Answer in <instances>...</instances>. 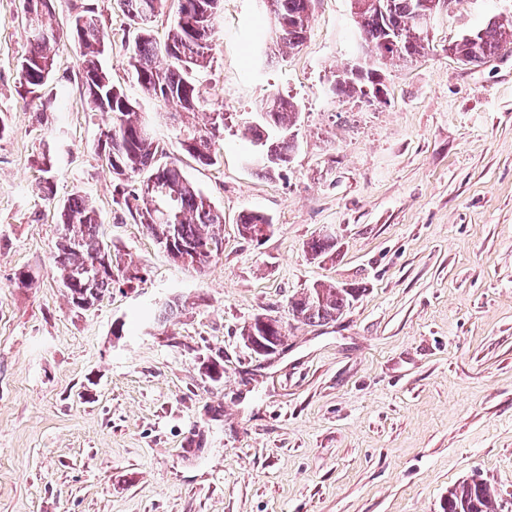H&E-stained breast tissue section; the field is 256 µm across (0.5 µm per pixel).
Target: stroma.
Segmentation results:
<instances>
[{
  "label": "stroma",
  "instance_id": "obj_1",
  "mask_svg": "<svg viewBox=\"0 0 512 512\" xmlns=\"http://www.w3.org/2000/svg\"><path fill=\"white\" fill-rule=\"evenodd\" d=\"M498 14L512 0H455L424 57L385 66L379 101L331 91L363 44L350 0H313L283 54L260 0H223L204 74L225 116L219 161L178 158L224 214V251L199 274L115 204L75 46L47 123L17 95L22 18L0 0V512H443L476 474L512 512V54L448 55ZM108 19L105 67L173 146L170 107L127 79L133 22L117 5ZM274 93L301 117L290 163L266 176L244 127ZM48 179L56 200L93 203L114 264L141 270L86 311L53 270ZM250 210L273 225L258 241L237 230ZM325 230L336 251L311 259ZM24 269L34 287L15 285ZM337 283L362 291L342 318L293 319L292 296ZM259 314L280 319L282 352L247 346Z\"/></svg>",
  "mask_w": 512,
  "mask_h": 512
}]
</instances>
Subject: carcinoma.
<instances>
[{
    "label": "carcinoma",
    "instance_id": "1",
    "mask_svg": "<svg viewBox=\"0 0 512 512\" xmlns=\"http://www.w3.org/2000/svg\"><path fill=\"white\" fill-rule=\"evenodd\" d=\"M32 16L23 19L27 47L18 58L19 86L17 94L34 103L39 111L53 110L50 84L56 58L62 46L78 47L82 70V90L88 110L104 119L97 149L106 159L113 178L122 193L114 203L141 224L158 247L175 262L202 271L223 253V237L216 229L224 217L211 199L183 172L176 161L156 164L157 155L169 151L154 136L145 113L122 87L112 81L100 58L110 42L107 15L97 3L74 0L69 26L56 25L55 0H31ZM202 7L188 13L177 10L164 42L157 41L150 23L163 13L167 0H119L122 11L138 25L129 50L126 66L135 85L150 98L180 108L175 116L182 120L175 143L176 152L185 154L204 167L219 161L216 143L224 135V126L216 125L214 114L222 106L199 81V75L211 67L216 35V18L222 0H191ZM312 0H270L268 11L276 25L278 49L299 48L309 27ZM373 0H353L354 14L366 43L383 45L389 31L403 36L397 50H389L377 60L362 80H343L333 85L336 96L366 94V88L382 84L383 66L393 60H411L430 50L428 25L434 13H426L425 0H386V14H378ZM54 30L45 38L39 31ZM457 60L479 66L488 59L512 50V17L494 16L487 24L450 42ZM199 112L208 120L197 127L187 119ZM297 105L279 95L269 96L261 107L260 119L246 126L252 143L265 140L273 145V153L288 163L296 148L293 130L298 122ZM59 236L52 256L53 269L69 303L78 310H88L104 293L121 281L132 282L124 274L107 271L97 277L87 276L88 267L112 257L111 245L101 233L102 223L92 203L73 193L58 209ZM269 220L248 212L239 219V235L253 240L258 225ZM336 242L329 235L314 236L307 243V254L319 259L333 252ZM359 288L338 285H316L289 301L294 319L321 326L337 321L359 296ZM245 340L258 355L276 353L284 348L285 336L280 321L267 316L266 328L254 317L244 332ZM444 512H502L496 491L483 479L473 477L448 492Z\"/></svg>",
    "mask_w": 512,
    "mask_h": 512
}]
</instances>
